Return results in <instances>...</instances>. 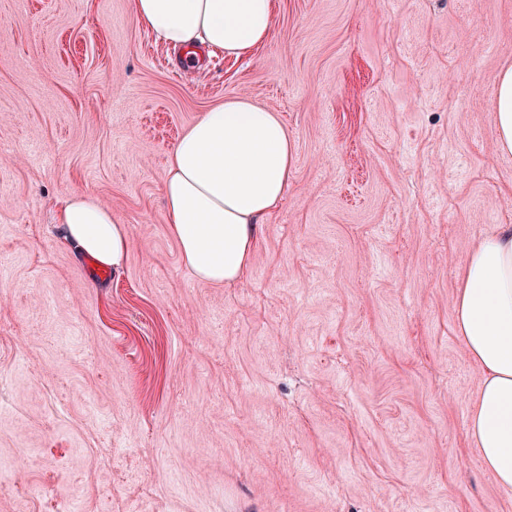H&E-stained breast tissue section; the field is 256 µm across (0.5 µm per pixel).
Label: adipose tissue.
<instances>
[{
	"mask_svg": "<svg viewBox=\"0 0 512 512\" xmlns=\"http://www.w3.org/2000/svg\"><path fill=\"white\" fill-rule=\"evenodd\" d=\"M274 0H135V16L164 44L194 59L198 50L251 56L269 37ZM498 151L512 153V69L497 85ZM295 163L278 114L234 97L199 114L176 143L163 195L183 265L197 279L240 281L258 225L282 199ZM60 222L76 252L117 268L129 235L95 197L74 195ZM456 333L481 372L467 437L499 487L512 492V226L470 251L454 302Z\"/></svg>",
	"mask_w": 512,
	"mask_h": 512,
	"instance_id": "obj_1",
	"label": "adipose tissue"
}]
</instances>
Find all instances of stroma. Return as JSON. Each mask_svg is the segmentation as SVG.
I'll use <instances>...</instances> for the list:
<instances>
[{"instance_id":"obj_1","label":"stroma","mask_w":512,"mask_h":512,"mask_svg":"<svg viewBox=\"0 0 512 512\" xmlns=\"http://www.w3.org/2000/svg\"><path fill=\"white\" fill-rule=\"evenodd\" d=\"M177 57L133 0H0V512H512L454 331L471 248L512 225V0H276L252 56ZM231 97L296 160L215 286L163 184ZM77 194L128 229L110 280L56 222ZM497 140L501 153H512V69L509 67L499 75L497 85Z\"/></svg>"}]
</instances>
